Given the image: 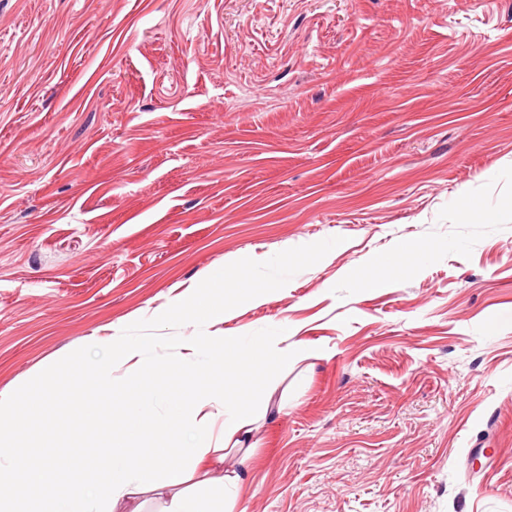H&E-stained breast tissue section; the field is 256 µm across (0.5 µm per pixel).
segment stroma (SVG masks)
<instances>
[{"instance_id":"stroma-1","label":"stroma","mask_w":512,"mask_h":512,"mask_svg":"<svg viewBox=\"0 0 512 512\" xmlns=\"http://www.w3.org/2000/svg\"><path fill=\"white\" fill-rule=\"evenodd\" d=\"M335 236L224 322H287L311 355L216 512H512V0H0L18 465H102L125 401L77 376L114 331Z\"/></svg>"}]
</instances>
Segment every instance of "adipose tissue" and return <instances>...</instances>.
I'll return each instance as SVG.
<instances>
[{
  "label": "adipose tissue",
  "instance_id": "1",
  "mask_svg": "<svg viewBox=\"0 0 512 512\" xmlns=\"http://www.w3.org/2000/svg\"><path fill=\"white\" fill-rule=\"evenodd\" d=\"M148 347L145 340L113 341L111 362L89 364L78 380L104 397L134 398L140 382L156 372L145 357ZM116 363L132 365V373L113 377ZM18 400L0 394V512H102L149 493L169 497L168 512H213V500L232 496L246 477L242 471L215 473L230 454L244 464L250 459L242 446L246 414L222 393L184 394L170 402L162 424L147 408L133 407L103 450L105 465L93 470L59 447L45 448L36 465H13ZM155 428L160 434L151 456H136L142 433Z\"/></svg>",
  "mask_w": 512,
  "mask_h": 512
}]
</instances>
